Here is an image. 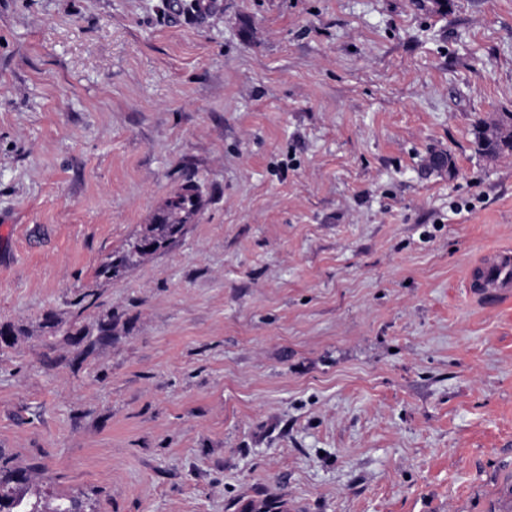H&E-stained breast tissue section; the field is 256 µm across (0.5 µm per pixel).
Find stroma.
Returning a JSON list of instances; mask_svg holds the SVG:
<instances>
[{
  "mask_svg": "<svg viewBox=\"0 0 512 512\" xmlns=\"http://www.w3.org/2000/svg\"><path fill=\"white\" fill-rule=\"evenodd\" d=\"M215 2L0 0V455L95 512H500L512 0ZM489 129H495L498 133L490 135ZM474 135L477 152L482 156L496 160L512 155V114H495L479 121ZM174 207V214L177 215V220L181 224H188L190 221L197 216L200 211L201 204L195 196L187 193L177 192L172 196ZM172 226L173 224H147L139 236L143 235L153 238L164 249L177 240L171 239ZM138 237L129 244L127 250L108 257L100 266L99 274L109 280L119 278L139 260L152 255V253L139 249ZM469 287L482 297L484 288H494L497 297H510L512 288V252L502 250L474 265L468 274Z\"/></svg>",
  "mask_w": 512,
  "mask_h": 512,
  "instance_id": "obj_1",
  "label": "stroma"
}]
</instances>
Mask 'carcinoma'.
I'll use <instances>...</instances> for the list:
<instances>
[{
	"label": "carcinoma",
	"mask_w": 512,
	"mask_h": 512,
	"mask_svg": "<svg viewBox=\"0 0 512 512\" xmlns=\"http://www.w3.org/2000/svg\"><path fill=\"white\" fill-rule=\"evenodd\" d=\"M475 145L482 156L496 160L512 155V114L493 115L481 120L475 126ZM174 214L181 224H188L197 216L201 204L195 196L178 192L172 200ZM172 225L149 224L141 235L153 238L161 248L168 247ZM149 253L139 249L138 241L129 244L127 250L107 258L99 274L112 280L121 277L128 268ZM36 469L23 470L0 459V512H85V505L75 498L57 497L48 499L39 492L29 490Z\"/></svg>",
	"instance_id": "1"
}]
</instances>
